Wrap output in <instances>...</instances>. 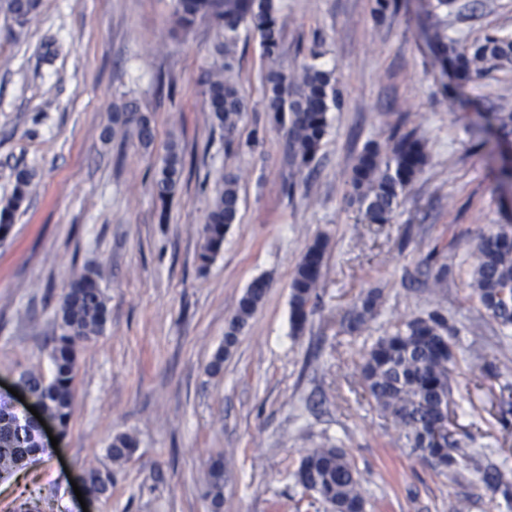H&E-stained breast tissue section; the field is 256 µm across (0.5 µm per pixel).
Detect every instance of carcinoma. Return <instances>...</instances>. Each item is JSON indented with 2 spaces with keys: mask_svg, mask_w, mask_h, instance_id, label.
<instances>
[{
  "mask_svg": "<svg viewBox=\"0 0 512 512\" xmlns=\"http://www.w3.org/2000/svg\"><path fill=\"white\" fill-rule=\"evenodd\" d=\"M40 5V0H5V10L13 21L24 25ZM276 0H176L177 26L187 31L197 19L208 17L219 29L212 55L215 64L207 80V102L212 125L224 130V144H232V135L248 112V102L240 87L236 52L239 30L246 27L258 34L263 56L276 64L280 55L284 22L277 16ZM443 65L453 69L458 82L473 84L493 70L512 64V36L489 33L463 46L451 39L439 45ZM266 111L286 127L287 151L301 166L315 158L328 127V113L339 109L342 95L336 70L315 63L285 72H269L265 87ZM112 135L126 136L133 129L140 142L150 146L154 130L149 116L135 112L112 115ZM427 154L421 140L411 134L395 139L388 154H381L370 142L358 155L349 177L350 200L364 211L374 224L391 221L404 192L419 174ZM184 166L178 144L165 148L154 190L157 199L167 204L176 194ZM30 182L26 170L16 173V187L9 205L0 211V238L10 231L13 212L26 200ZM239 194L236 177L224 176L206 222L201 267H206L220 252L224 235L236 222ZM325 241L316 239L303 254L290 284L291 322L303 329L311 313L310 304L324 275ZM472 294L488 315L504 328H512V225H500L479 239L471 254ZM81 288L62 297L56 311L60 334L50 351L52 375L24 371L20 379L39 401L43 415L65 433L74 409V380L77 348L104 335L108 321L107 298L101 286V273L87 269L73 279ZM267 282L258 278L246 288L220 346L208 365L215 374L224 364V353L234 346L237 335L265 298ZM378 307V295L370 291L349 313V328L358 329ZM453 329L447 319L430 313L401 322L364 349L359 362L361 387L380 414L402 432L407 445L418 459L436 468L451 470L460 463L456 443L437 442L432 435L443 421L441 407L452 402L450 365L455 353ZM10 413L0 402V436L9 445L0 447V475L9 476L30 460L45 453L33 426L11 429ZM138 448V439L119 434L108 445L115 463L130 458ZM296 483L331 512H366L367 499L358 474L345 454L335 446L314 448L305 454L294 473ZM86 492L103 498L112 486V471L93 468L86 472ZM204 495L211 512L224 509V461H210L204 481Z\"/></svg>",
  "mask_w": 512,
  "mask_h": 512,
  "instance_id": "cac0c4a2",
  "label": "carcinoma"
}]
</instances>
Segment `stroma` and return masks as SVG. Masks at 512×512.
<instances>
[{"instance_id":"obj_1","label":"stroma","mask_w":512,"mask_h":512,"mask_svg":"<svg viewBox=\"0 0 512 512\" xmlns=\"http://www.w3.org/2000/svg\"><path fill=\"white\" fill-rule=\"evenodd\" d=\"M279 0V65L291 71L319 47L343 95L314 161L286 154L285 129L265 110L267 61L239 32L249 110L232 146L213 128L206 72L216 26L174 31V0H41L17 26L0 10V207L15 173L27 199L0 239V382L50 374L55 312L85 268L104 273L106 333L77 352L76 405L58 446L27 465L26 483L0 479V512L39 500L45 512H208L210 457H224V512H325L296 484L301 457L341 448L366 491V512H512V329L489 318L468 286L482 232L512 225V133L497 120L512 102V67L460 86L439 62L442 37L465 44L512 34V0ZM174 92H167V84ZM148 113L154 142L109 138L112 115ZM426 144L427 163L387 224L348 199L364 145L389 150L393 129ZM184 155L169 205L153 192L164 146ZM240 206L223 250L201 267L202 228L222 175ZM324 278L302 331L290 321V283L317 236ZM448 276L441 288L433 277ZM257 278L267 294L220 373L207 366L238 300ZM378 313L349 331L367 292ZM457 332L455 435L469 458L456 476L423 464L395 425L357 391L360 353L398 321L431 311ZM137 436L133 457L107 446ZM111 470L108 497L82 508L73 490L89 469ZM499 470L502 488L483 482ZM138 448V439L131 434H119L108 445V455L115 463L130 458Z\"/></svg>"}]
</instances>
